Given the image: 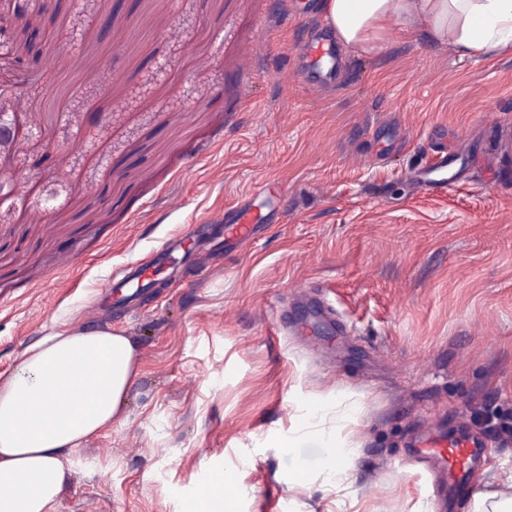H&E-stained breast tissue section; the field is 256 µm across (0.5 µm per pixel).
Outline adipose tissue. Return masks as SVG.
Masks as SVG:
<instances>
[{
	"label": "adipose tissue",
	"instance_id": "obj_1",
	"mask_svg": "<svg viewBox=\"0 0 512 512\" xmlns=\"http://www.w3.org/2000/svg\"><path fill=\"white\" fill-rule=\"evenodd\" d=\"M345 47L371 53L390 23L425 18L434 41L460 56L512 50V0H324ZM131 339L112 330L52 332L0 381V512H57L62 451L118 420L136 375Z\"/></svg>",
	"mask_w": 512,
	"mask_h": 512
}]
</instances>
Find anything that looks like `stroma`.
<instances>
[{"instance_id": "obj_1", "label": "stroma", "mask_w": 512, "mask_h": 512, "mask_svg": "<svg viewBox=\"0 0 512 512\" xmlns=\"http://www.w3.org/2000/svg\"><path fill=\"white\" fill-rule=\"evenodd\" d=\"M36 8L45 53L71 54L18 68V22L0 58L25 177L0 192V375L91 324L139 357L119 420L65 457L58 512H187L219 470L232 512H470L464 490L434 501L412 448L485 443L475 489L512 469V53L460 57L419 18L373 53L340 49L310 91L295 49L322 0ZM444 149L456 190L420 192L413 172ZM269 179L286 212L228 243L225 212ZM304 402L330 427L360 413L333 445ZM340 444L355 461L332 487Z\"/></svg>"}]
</instances>
